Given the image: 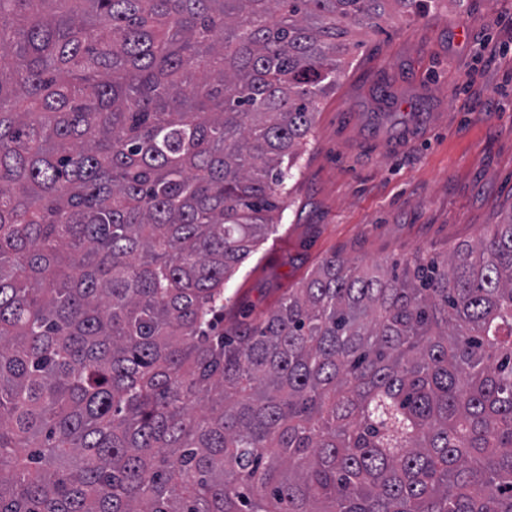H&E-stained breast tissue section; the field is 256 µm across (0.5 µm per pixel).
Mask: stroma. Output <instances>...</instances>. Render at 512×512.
<instances>
[{"label": "stroma", "instance_id": "stroma-1", "mask_svg": "<svg viewBox=\"0 0 512 512\" xmlns=\"http://www.w3.org/2000/svg\"><path fill=\"white\" fill-rule=\"evenodd\" d=\"M352 37L281 224L224 284L225 322L326 257H444L512 214V0H433Z\"/></svg>", "mask_w": 512, "mask_h": 512}]
</instances>
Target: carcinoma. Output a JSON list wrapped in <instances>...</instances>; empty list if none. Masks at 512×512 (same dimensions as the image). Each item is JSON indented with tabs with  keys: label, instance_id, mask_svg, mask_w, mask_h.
Here are the masks:
<instances>
[{
	"label": "carcinoma",
	"instance_id": "obj_1",
	"mask_svg": "<svg viewBox=\"0 0 512 512\" xmlns=\"http://www.w3.org/2000/svg\"><path fill=\"white\" fill-rule=\"evenodd\" d=\"M392 4L0 0V512H512V214L216 331Z\"/></svg>",
	"mask_w": 512,
	"mask_h": 512
}]
</instances>
